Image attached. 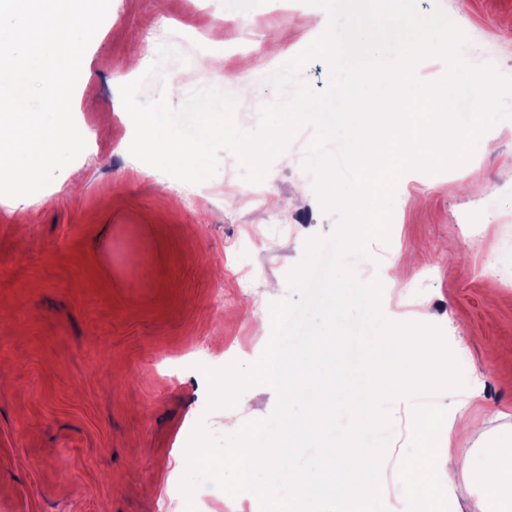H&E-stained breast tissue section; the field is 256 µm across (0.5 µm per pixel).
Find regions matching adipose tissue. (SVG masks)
Listing matches in <instances>:
<instances>
[{
    "instance_id": "obj_1",
    "label": "adipose tissue",
    "mask_w": 512,
    "mask_h": 512,
    "mask_svg": "<svg viewBox=\"0 0 512 512\" xmlns=\"http://www.w3.org/2000/svg\"><path fill=\"white\" fill-rule=\"evenodd\" d=\"M473 423L465 409L454 414L432 410L414 422V455L404 458L396 473L399 491L423 493L428 504H439L448 496V485L439 472L462 473L473 479L476 489L467 512H512V436L506 443L473 452L437 446L440 438L455 440L471 433Z\"/></svg>"
}]
</instances>
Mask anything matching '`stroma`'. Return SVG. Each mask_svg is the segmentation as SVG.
<instances>
[{
	"label": "stroma",
	"instance_id": "1",
	"mask_svg": "<svg viewBox=\"0 0 512 512\" xmlns=\"http://www.w3.org/2000/svg\"><path fill=\"white\" fill-rule=\"evenodd\" d=\"M436 6L462 17L472 65L491 59L512 78V0H419L421 11ZM312 9L309 0H112L72 97L86 140L73 162L82 184L70 188L61 170L27 196L21 222L0 197V512H186L190 501L261 512L210 485L185 499L174 457L196 426L223 437L230 410L209 408L204 368L260 358L258 326L288 297L307 241L338 228L321 204L283 205L316 181L304 167L314 129L300 128L271 163L263 205L225 206L243 182L227 152L189 202L153 192V167L121 148L134 125L119 88L145 78L142 97L153 100L177 77L176 107L199 90L233 95L251 58L262 72L236 113L256 129L259 101L278 96L265 37L279 32L282 51L301 52ZM200 57L223 59V82L195 66ZM157 61L160 73L149 74ZM402 252L415 260L383 312L438 326L461 368L462 388L434 403L466 405L485 432L487 406L512 425V125L467 167L406 172L388 241L350 261L360 281H376ZM472 386L480 396L465 401Z\"/></svg>",
	"mask_w": 512,
	"mask_h": 512
}]
</instances>
